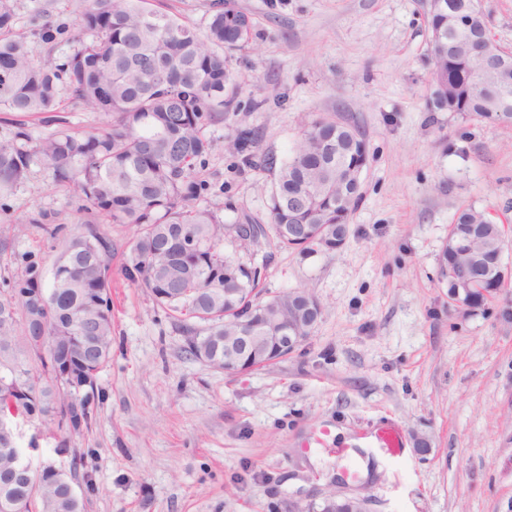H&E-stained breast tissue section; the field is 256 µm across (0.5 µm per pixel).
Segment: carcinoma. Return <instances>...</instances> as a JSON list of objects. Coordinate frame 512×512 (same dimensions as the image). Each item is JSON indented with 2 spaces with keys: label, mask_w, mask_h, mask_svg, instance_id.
Segmentation results:
<instances>
[{
  "label": "carcinoma",
  "mask_w": 512,
  "mask_h": 512,
  "mask_svg": "<svg viewBox=\"0 0 512 512\" xmlns=\"http://www.w3.org/2000/svg\"><path fill=\"white\" fill-rule=\"evenodd\" d=\"M155 0H87L75 26L64 29L44 11L32 18L33 35L56 44L67 35L65 59L39 61L16 37L14 0H0V112L30 117L58 111L68 99L108 118L101 129L58 130L36 142L22 125L0 141V194L27 180L34 158L57 186L76 191L92 219L66 242L50 285L27 259L0 289V512H83L84 494L71 491L76 475L45 461L21 469L18 422H45L52 436L68 438L91 428L98 377L112 359V239L101 224H133L138 232L124 255L122 273L167 311L188 336L185 352L224 360V339L237 335L239 314L258 313L274 301L303 307L305 291L259 298L261 271L243 259L248 243L224 241V217L192 204L207 183L198 165L210 148L207 128L231 100V80L219 49L249 35L228 37L245 14L216 0L205 37L186 20L154 7ZM475 0H444L447 11L427 16L444 43L429 54L435 108L474 114L488 123L512 122V75L490 73L494 46L483 41L486 14ZM252 136L233 148L244 168L275 170L270 224L262 232L278 250L313 253L327 238L331 250L345 242L361 199L360 175L368 149L354 126L318 117L305 123L287 160L277 164L250 150ZM310 233L289 238L288 228ZM439 256L448 293V267L459 270L465 301L476 304L505 285L504 230L474 208L457 214ZM45 337L42 349L31 338Z\"/></svg>",
  "instance_id": "carcinoma-1"
}]
</instances>
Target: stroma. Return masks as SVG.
<instances>
[{
  "instance_id": "1",
  "label": "stroma",
  "mask_w": 512,
  "mask_h": 512,
  "mask_svg": "<svg viewBox=\"0 0 512 512\" xmlns=\"http://www.w3.org/2000/svg\"><path fill=\"white\" fill-rule=\"evenodd\" d=\"M253 22L226 54L234 106L207 131L209 188L195 204L224 221H269L273 175L245 169L230 144L243 130L280 161L303 124L356 126L368 147L363 197L344 245L276 251L264 295L303 288L322 304L299 349L265 368L229 374L189 357L181 329L114 258L112 360L89 431L58 454L41 421L32 465L53 460L91 475L84 512H288L329 481L372 471L360 492L375 512H512V282L480 306L449 305L438 257L459 210L502 224L512 266V124L432 111L422 0H235ZM85 0H16L17 31L36 59L67 45L31 39L45 9L76 23ZM31 138L102 117L66 105L55 121L25 120ZM87 217L75 191L42 163L0 196V281L31 256L51 281L64 243ZM394 423L402 456L378 461L359 440ZM428 452H417L415 437Z\"/></svg>"
}]
</instances>
